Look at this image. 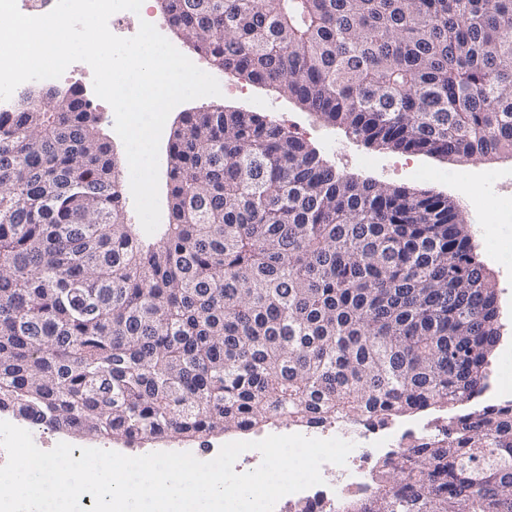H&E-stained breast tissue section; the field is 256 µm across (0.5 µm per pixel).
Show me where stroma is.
I'll return each instance as SVG.
<instances>
[{"instance_id": "stroma-1", "label": "stroma", "mask_w": 512, "mask_h": 512, "mask_svg": "<svg viewBox=\"0 0 512 512\" xmlns=\"http://www.w3.org/2000/svg\"><path fill=\"white\" fill-rule=\"evenodd\" d=\"M209 73L223 85L224 90L217 98L203 97L188 101L171 111L160 140V172L168 170L167 145L181 113L197 112L217 103L229 110L266 115L288 135L314 148L323 163L337 172L384 186L425 190L454 200L471 223L475 252L496 285L505 334L491 358V373L493 378L500 381L496 401L503 403L512 400V260L504 258L505 253H512V223L503 225L497 238L486 239L482 220L473 211L472 197L461 188L462 180H473L485 171L511 170L512 155L501 153L493 157L471 159L435 158L418 153H402L384 146H367L349 136L344 128L326 123L309 112L294 98L283 95L275 86L257 84L246 77L226 73L214 67L210 68ZM79 85L94 111L101 115L99 133L111 143L119 169H126V151L122 140L114 131L111 106L96 96L92 77L81 76ZM52 441L56 444L65 442L78 448L115 451L127 456H142L159 451L196 453L202 448L198 443L181 441L131 447L120 441L108 442L67 431L53 432Z\"/></svg>"}]
</instances>
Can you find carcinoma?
<instances>
[{
    "instance_id": "obj_1",
    "label": "carcinoma",
    "mask_w": 512,
    "mask_h": 512,
    "mask_svg": "<svg viewBox=\"0 0 512 512\" xmlns=\"http://www.w3.org/2000/svg\"><path fill=\"white\" fill-rule=\"evenodd\" d=\"M217 69L368 145L512 152V0H162ZM99 115L38 84L0 112V411L124 442L288 421L446 425L345 512H512L503 335L445 197L340 174L259 112H186L170 220L145 240Z\"/></svg>"
}]
</instances>
